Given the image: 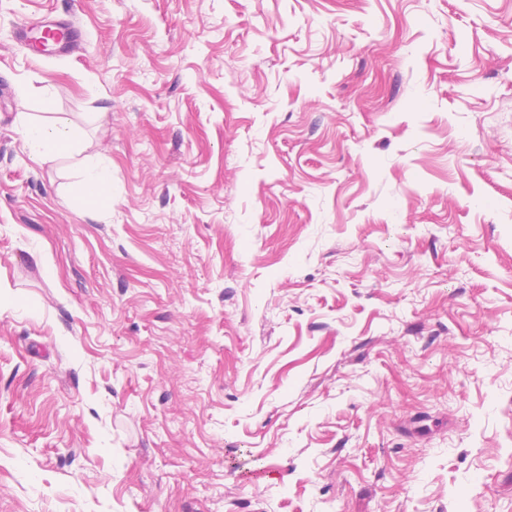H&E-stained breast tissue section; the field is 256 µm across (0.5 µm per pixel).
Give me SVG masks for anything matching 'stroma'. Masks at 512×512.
<instances>
[{
	"label": "stroma",
	"mask_w": 512,
	"mask_h": 512,
	"mask_svg": "<svg viewBox=\"0 0 512 512\" xmlns=\"http://www.w3.org/2000/svg\"><path fill=\"white\" fill-rule=\"evenodd\" d=\"M0 295V512H512V0H0ZM11 39L35 56L49 51L64 55L79 46L81 32L67 19H43L34 22L24 19L15 23ZM22 134L26 146L37 159L46 161L62 152L80 155V140L66 120L58 119L51 125L22 123ZM76 168L81 177L83 187L91 195L106 194L112 185V168L102 161L84 156L78 161Z\"/></svg>",
	"instance_id": "35a3bbf8"
}]
</instances>
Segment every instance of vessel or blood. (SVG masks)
<instances>
[{
  "mask_svg": "<svg viewBox=\"0 0 512 512\" xmlns=\"http://www.w3.org/2000/svg\"><path fill=\"white\" fill-rule=\"evenodd\" d=\"M11 39L35 56L49 51L64 55L78 47L81 33L66 19H43L34 22L24 19L15 23Z\"/></svg>",
  "mask_w": 512,
  "mask_h": 512,
  "instance_id": "obj_1",
  "label": "vessel or blood"
}]
</instances>
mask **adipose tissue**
<instances>
[{"instance_id":"1","label":"adipose tissue","mask_w":512,"mask_h":512,"mask_svg":"<svg viewBox=\"0 0 512 512\" xmlns=\"http://www.w3.org/2000/svg\"><path fill=\"white\" fill-rule=\"evenodd\" d=\"M24 141L37 159L45 161L56 154L69 152L78 155L77 169L82 184L93 195L106 194L112 185V170L102 161L83 155L80 140L66 120L59 119L49 125L23 122Z\"/></svg>"}]
</instances>
